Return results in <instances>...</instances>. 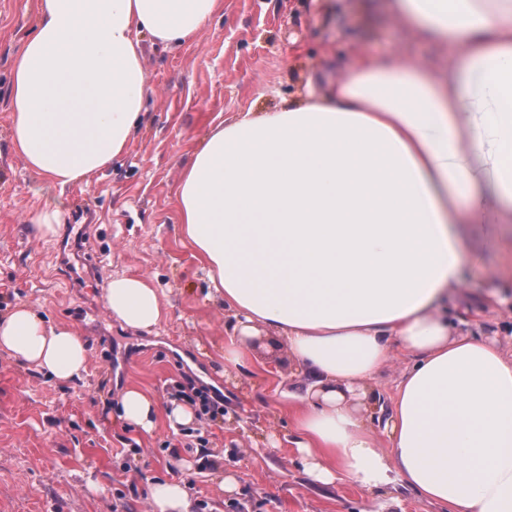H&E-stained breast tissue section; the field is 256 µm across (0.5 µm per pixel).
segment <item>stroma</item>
<instances>
[{
    "mask_svg": "<svg viewBox=\"0 0 512 512\" xmlns=\"http://www.w3.org/2000/svg\"><path fill=\"white\" fill-rule=\"evenodd\" d=\"M190 41L144 37L147 119L119 163L88 183L50 193L9 146L11 62L35 21L36 0H0V308L23 304L72 328L87 350L84 379L63 382L0 351V512H152L149 489L182 483L198 512H440L394 481L368 493L350 479L324 486L290 448L277 385L303 387L284 345L260 340L240 365L224 360L234 322L211 298L206 273L179 237L175 191L212 123L274 111L307 83L324 91L356 55L405 56L441 66L442 47L371 0H223ZM62 212L39 238L31 219L47 202ZM88 215L98 259L87 286L56 271L68 225ZM464 285L442 309L455 333L512 354V242L498 226L464 233ZM138 274L157 288L166 316L151 333L112 320L101 295L109 279ZM198 368L224 392V415L192 421L209 443L160 417L149 434L120 417L117 398L138 387L169 408L181 373ZM237 489H222L223 478Z\"/></svg>",
    "mask_w": 512,
    "mask_h": 512,
    "instance_id": "obj_1",
    "label": "stroma"
}]
</instances>
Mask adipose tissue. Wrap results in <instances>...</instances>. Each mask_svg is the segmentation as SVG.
Listing matches in <instances>:
<instances>
[{
  "label": "adipose tissue",
  "mask_w": 512,
  "mask_h": 512,
  "mask_svg": "<svg viewBox=\"0 0 512 512\" xmlns=\"http://www.w3.org/2000/svg\"><path fill=\"white\" fill-rule=\"evenodd\" d=\"M223 0H38L12 61L10 146L45 190L119 161L144 119L142 36L191 40ZM443 69L353 57L325 94L215 125L176 191L181 241L233 311L225 361L258 331L307 379L281 390L308 475L372 491L400 479L443 512H512V357L456 336L438 309L463 283L461 230L512 224V0H392ZM109 314L148 331L165 309L150 281L109 280ZM398 340L410 364L375 446L371 384ZM0 350L61 381L83 377L80 335L18 305ZM122 419L152 432L137 387ZM168 420L192 412L173 404Z\"/></svg>",
  "instance_id": "ef3b65f1"
}]
</instances>
